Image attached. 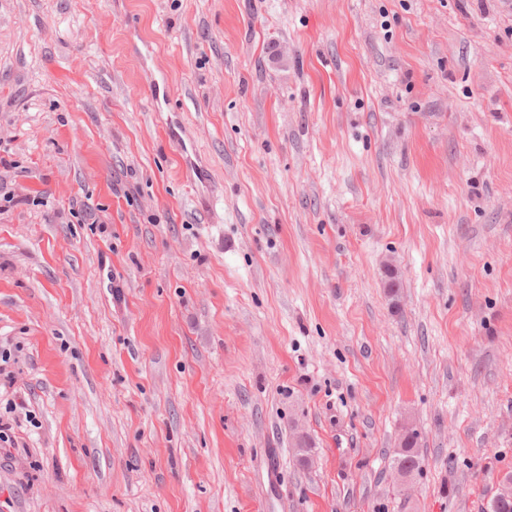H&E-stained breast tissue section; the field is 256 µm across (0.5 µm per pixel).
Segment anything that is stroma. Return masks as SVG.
<instances>
[{"label":"stroma","mask_w":512,"mask_h":512,"mask_svg":"<svg viewBox=\"0 0 512 512\" xmlns=\"http://www.w3.org/2000/svg\"><path fill=\"white\" fill-rule=\"evenodd\" d=\"M4 411L0 512H485L512 0H0ZM411 442H405L401 444V448H399L392 459V469L396 473L401 469H407L409 471H402L397 474L398 482L403 485H409L412 483L416 472L414 470H418L421 462L420 455L417 450V433L412 436ZM412 471V472H410Z\"/></svg>","instance_id":"1"}]
</instances>
